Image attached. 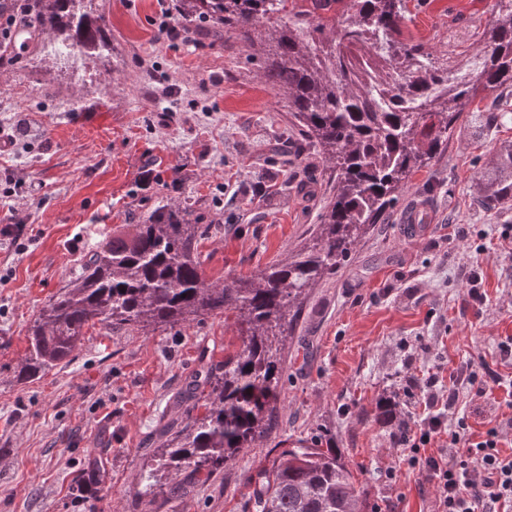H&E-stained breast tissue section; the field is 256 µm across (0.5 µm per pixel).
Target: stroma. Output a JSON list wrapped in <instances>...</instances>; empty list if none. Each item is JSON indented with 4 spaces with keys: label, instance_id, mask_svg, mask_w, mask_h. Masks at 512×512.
<instances>
[{
    "label": "stroma",
    "instance_id": "1",
    "mask_svg": "<svg viewBox=\"0 0 512 512\" xmlns=\"http://www.w3.org/2000/svg\"><path fill=\"white\" fill-rule=\"evenodd\" d=\"M496 0H407L406 26L436 61L482 48ZM160 0H85L104 15L101 49L59 51L30 28L0 70V512H254L253 479L308 441L347 462L371 512H435L436 488L396 444L424 417L431 372L489 366L512 376V202L476 204L512 143V92L486 93L447 145L414 172L397 204L336 273L307 290L285 339L276 427L208 480L141 478L161 426L197 410L186 384L238 348L234 313L175 328L88 326L39 379L17 365L27 330L103 236L159 208L201 225L207 280L287 260L313 235L335 185L262 52L203 22L162 40ZM506 120L486 124L488 112ZM479 288L484 303L468 291ZM505 390L461 396L481 435L512 411ZM396 406L390 420L380 404Z\"/></svg>",
    "mask_w": 512,
    "mask_h": 512
}]
</instances>
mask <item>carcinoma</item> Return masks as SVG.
I'll use <instances>...</instances> for the list:
<instances>
[{"instance_id": "obj_1", "label": "carcinoma", "mask_w": 512, "mask_h": 512, "mask_svg": "<svg viewBox=\"0 0 512 512\" xmlns=\"http://www.w3.org/2000/svg\"><path fill=\"white\" fill-rule=\"evenodd\" d=\"M38 27L73 50L103 44L105 16L76 12L82 0H39ZM184 17L205 16L237 32L248 47L265 42L268 85L288 96V111L310 143L335 164L334 194L311 242L286 264L210 282L197 251L200 226L188 213L158 209L124 237H108L75 279L40 310L28 329L18 377L34 380L71 356L88 325L173 328L231 311L241 344L224 371L190 394L205 414L167 435L144 492L158 473L208 476L273 429L284 371L288 315L306 288L336 271L353 246L395 202L410 175L448 143L465 108L485 91L512 88V0H496L485 45L437 63L406 26L404 0H351L326 26L320 12L338 0H179ZM288 22L274 26L282 17ZM498 173L480 183L477 201H512V144ZM366 504L342 457L331 448L282 452L255 478V512H353Z\"/></svg>"}]
</instances>
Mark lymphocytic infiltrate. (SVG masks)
I'll list each match as a JSON object with an SVG mask.
<instances>
[{"mask_svg": "<svg viewBox=\"0 0 512 512\" xmlns=\"http://www.w3.org/2000/svg\"><path fill=\"white\" fill-rule=\"evenodd\" d=\"M34 5L35 0H0L1 68L15 64L7 43L13 29L29 24ZM439 380L435 373L426 382L427 414L420 423L419 439L410 448L413 463L435 484L436 512H505L512 507V455H503L499 448L501 428H489L482 440H475L457 408L460 389L481 398L504 386L505 379L488 369L468 374L459 386L449 387L444 403L435 389ZM443 434L448 437V456L441 459L426 447Z\"/></svg>", "mask_w": 512, "mask_h": 512, "instance_id": "1", "label": "lymphocytic infiltrate"}]
</instances>
